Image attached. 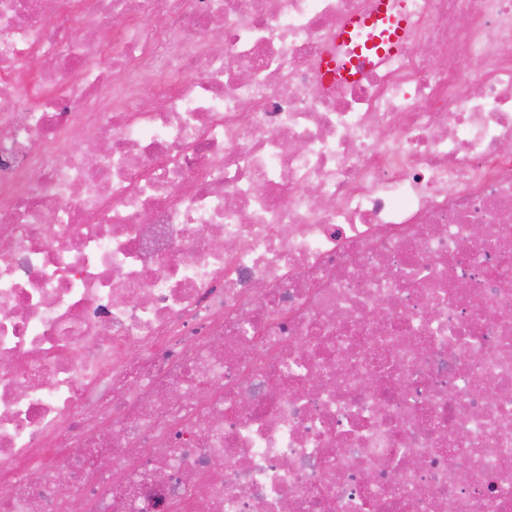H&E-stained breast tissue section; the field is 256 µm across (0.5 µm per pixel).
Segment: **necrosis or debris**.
Instances as JSON below:
<instances>
[{"mask_svg": "<svg viewBox=\"0 0 512 512\" xmlns=\"http://www.w3.org/2000/svg\"><path fill=\"white\" fill-rule=\"evenodd\" d=\"M409 6L0 0V512H512V0ZM370 20L372 22L378 20L389 21L391 24L388 37L384 42L387 49L378 48L376 50L377 57L381 59L387 54L390 55L399 52L409 30V15L398 10L394 0H375Z\"/></svg>", "mask_w": 512, "mask_h": 512, "instance_id": "obj_1", "label": "necrosis or debris"}]
</instances>
